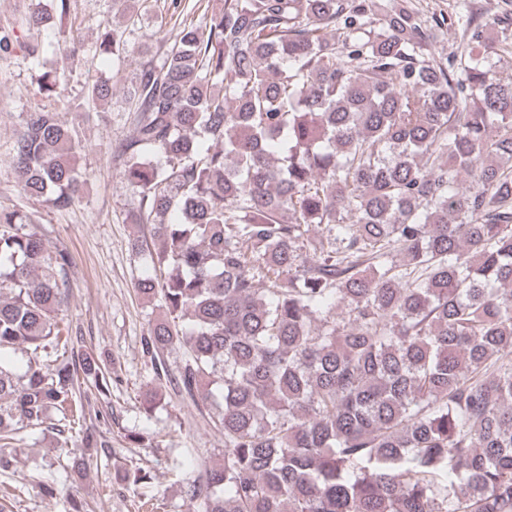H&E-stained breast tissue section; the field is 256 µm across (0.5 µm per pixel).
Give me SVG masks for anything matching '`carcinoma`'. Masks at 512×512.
<instances>
[{
  "instance_id": "cac0c4a2",
  "label": "carcinoma",
  "mask_w": 512,
  "mask_h": 512,
  "mask_svg": "<svg viewBox=\"0 0 512 512\" xmlns=\"http://www.w3.org/2000/svg\"><path fill=\"white\" fill-rule=\"evenodd\" d=\"M172 0V46L128 92L123 179L161 278L156 378L218 410L224 463L183 486L201 512H512V36L466 16L428 58L406 7L374 0ZM35 10L29 36L53 15ZM121 64L123 34L103 26ZM78 144L46 105L12 164L24 194L71 207ZM71 260L0 208V352L59 343ZM79 364L0 365V440L75 401Z\"/></svg>"
}]
</instances>
